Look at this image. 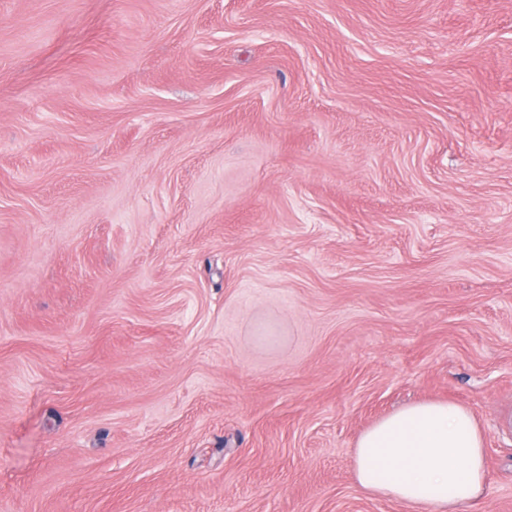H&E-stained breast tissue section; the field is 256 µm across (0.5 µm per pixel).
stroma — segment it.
Returning <instances> with one entry per match:
<instances>
[{"instance_id": "35a3bbf8", "label": "stroma", "mask_w": 512, "mask_h": 512, "mask_svg": "<svg viewBox=\"0 0 512 512\" xmlns=\"http://www.w3.org/2000/svg\"><path fill=\"white\" fill-rule=\"evenodd\" d=\"M422 399L512 512V0H0V512H407ZM486 438L464 406L403 405L364 429L353 450L356 483L411 512H478L487 489Z\"/></svg>"}]
</instances>
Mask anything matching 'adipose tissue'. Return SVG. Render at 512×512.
<instances>
[{
    "label": "adipose tissue",
    "mask_w": 512,
    "mask_h": 512,
    "mask_svg": "<svg viewBox=\"0 0 512 512\" xmlns=\"http://www.w3.org/2000/svg\"><path fill=\"white\" fill-rule=\"evenodd\" d=\"M485 442L464 406L411 402L360 433L354 478L369 496L411 512H477L487 489Z\"/></svg>",
    "instance_id": "obj_1"
}]
</instances>
